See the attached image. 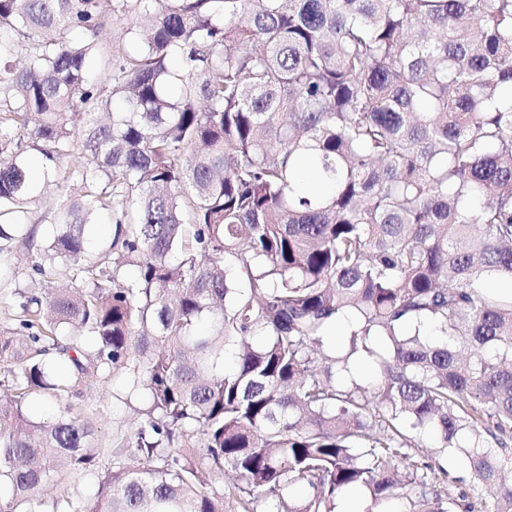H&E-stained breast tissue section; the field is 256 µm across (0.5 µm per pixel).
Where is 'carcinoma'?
I'll return each mask as SVG.
<instances>
[{
  "label": "carcinoma",
  "mask_w": 512,
  "mask_h": 512,
  "mask_svg": "<svg viewBox=\"0 0 512 512\" xmlns=\"http://www.w3.org/2000/svg\"><path fill=\"white\" fill-rule=\"evenodd\" d=\"M15 242L0 512H512V0H0ZM16 270L18 271L15 281L8 288H0V326L6 327L10 325V310L8 309V301L10 292L14 288H40L38 277L29 269L27 256L23 247L17 248ZM121 380V375H115L97 381L86 391L83 401L78 405L97 431L102 467L109 463L107 450L112 446V439L117 435L129 433L133 427L132 413L124 407L112 404V388L118 387ZM447 471L448 476L441 477V479H445V484L449 485L455 494H458L461 491L469 493L468 485L471 475L467 462L462 458L448 461Z\"/></svg>",
  "instance_id": "carcinoma-1"
}]
</instances>
